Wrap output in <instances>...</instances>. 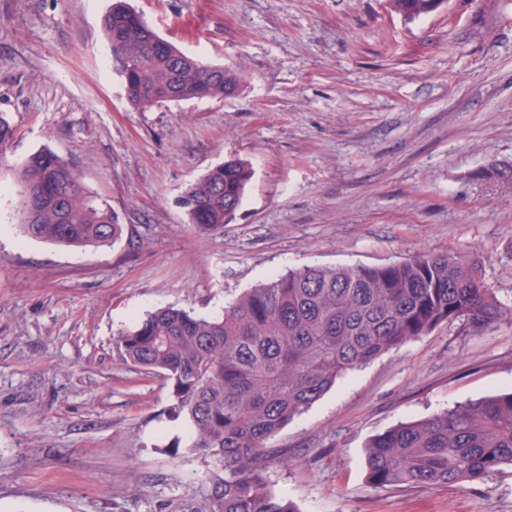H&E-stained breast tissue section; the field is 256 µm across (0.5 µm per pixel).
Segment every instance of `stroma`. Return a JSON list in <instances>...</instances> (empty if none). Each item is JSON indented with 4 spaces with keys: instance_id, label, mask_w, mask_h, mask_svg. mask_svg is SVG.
<instances>
[{
    "instance_id": "35a3bbf8",
    "label": "stroma",
    "mask_w": 512,
    "mask_h": 512,
    "mask_svg": "<svg viewBox=\"0 0 512 512\" xmlns=\"http://www.w3.org/2000/svg\"><path fill=\"white\" fill-rule=\"evenodd\" d=\"M112 0H0V506L196 512L213 458L190 451L169 386L115 340L157 308L222 314L306 266L477 253L512 306V0H446L414 21L386 0H128L182 52L240 73L224 100L134 108L107 61ZM70 160L125 231L108 247L22 237L17 168ZM253 169L223 232L179 200L225 159ZM512 390V320L465 321L351 371L270 442L299 512H512V467L385 490L364 448L402 421Z\"/></svg>"
}]
</instances>
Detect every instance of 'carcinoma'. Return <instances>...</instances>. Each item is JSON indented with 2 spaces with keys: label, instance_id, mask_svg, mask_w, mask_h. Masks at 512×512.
Returning <instances> with one entry per match:
<instances>
[{
  "label": "carcinoma",
  "instance_id": "obj_1",
  "mask_svg": "<svg viewBox=\"0 0 512 512\" xmlns=\"http://www.w3.org/2000/svg\"><path fill=\"white\" fill-rule=\"evenodd\" d=\"M442 0H388L409 20ZM108 61L130 103L233 95L236 72L175 56L127 0L101 19ZM17 215L23 236L65 247L110 246L123 225L65 158L49 149L19 164ZM251 167L227 159L181 198L188 223L217 232L235 216ZM512 319L484 282L478 255L417 252L377 267H305L244 292L221 316L182 308L151 312L115 340L122 362L169 383L173 418L190 425L189 449L224 463L207 477L204 512H299L267 480L288 450L269 440L348 372L462 319L485 327ZM512 466V391L400 423L365 448L372 487H453Z\"/></svg>",
  "mask_w": 512,
  "mask_h": 512
}]
</instances>
